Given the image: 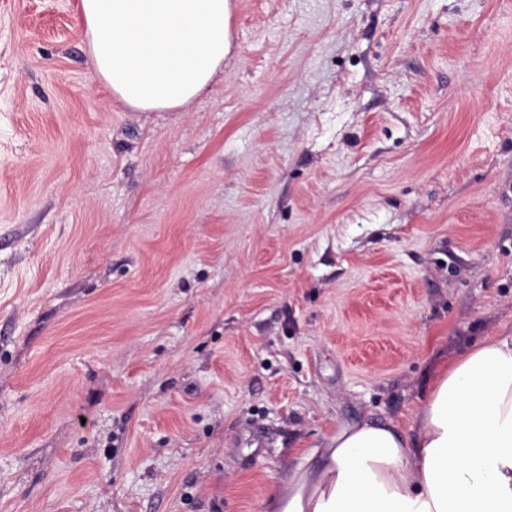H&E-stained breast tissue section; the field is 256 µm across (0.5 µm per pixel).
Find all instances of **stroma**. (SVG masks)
<instances>
[{
	"label": "stroma",
	"instance_id": "1",
	"mask_svg": "<svg viewBox=\"0 0 512 512\" xmlns=\"http://www.w3.org/2000/svg\"><path fill=\"white\" fill-rule=\"evenodd\" d=\"M0 0V512H269L512 329V0H232L177 112Z\"/></svg>",
	"mask_w": 512,
	"mask_h": 512
}]
</instances>
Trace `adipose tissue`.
I'll return each instance as SVG.
<instances>
[{
	"label": "adipose tissue",
	"mask_w": 512,
	"mask_h": 512,
	"mask_svg": "<svg viewBox=\"0 0 512 512\" xmlns=\"http://www.w3.org/2000/svg\"><path fill=\"white\" fill-rule=\"evenodd\" d=\"M90 70L138 112L201 96L231 49L229 0H81ZM273 512H512V331L436 371L413 423L337 430Z\"/></svg>",
	"instance_id": "obj_1"
}]
</instances>
